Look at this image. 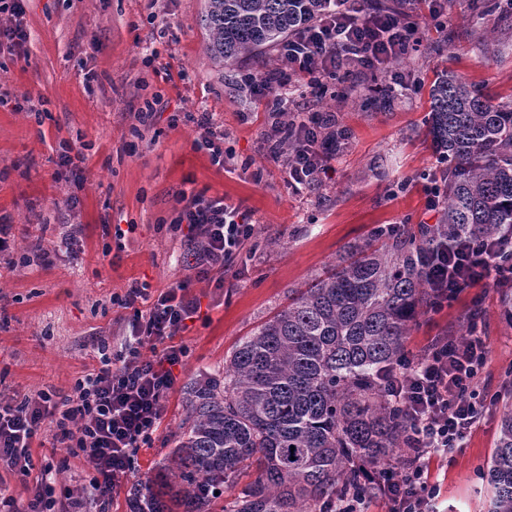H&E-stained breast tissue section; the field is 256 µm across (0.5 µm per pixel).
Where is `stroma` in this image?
<instances>
[{"label": "stroma", "mask_w": 512, "mask_h": 512, "mask_svg": "<svg viewBox=\"0 0 512 512\" xmlns=\"http://www.w3.org/2000/svg\"><path fill=\"white\" fill-rule=\"evenodd\" d=\"M491 2L494 15L477 25L472 0H450L441 25L425 0H414L418 49L407 64L392 62L377 74L382 87L405 85L390 105H375L361 77L355 93L310 95L306 110L335 115L348 145L320 185L295 195L282 163L263 145L269 109L227 82L238 69L268 72L275 49L217 70L204 50L205 0H27L26 42L0 49V217L13 224L16 241L13 256L0 255V399L48 387L70 393L91 363L95 338L123 350L134 310L119 299L132 283L155 295L186 281L202 304L200 318L177 335L188 355L175 370L151 444L112 496L111 512H129L131 484L174 448L186 386L208 382L244 336L287 306L292 290L332 267L349 245L373 240L379 228L414 231L438 222L440 208L428 205L437 160L423 127L436 73L452 70L495 97L512 98V6ZM155 96L156 112L140 122V108ZM184 112L212 113L224 134L225 167L198 148L194 124L171 123ZM63 140L84 157L82 182L58 166ZM184 192L223 197L252 213L254 235L225 271L223 287L196 278L188 231L173 225ZM69 230L78 238L70 252L61 243ZM504 295L485 281L466 289L420 318L406 354H420L433 337L464 334L477 297L478 327L492 346L486 378L495 390L511 385ZM503 410L500 403L489 407L464 447L432 464L445 512H488L490 496L476 473L494 452ZM31 455L26 476L0 462V512L26 505L48 459L61 469L57 499L84 496L85 512H94L83 457L46 428Z\"/></svg>", "instance_id": "1"}]
</instances>
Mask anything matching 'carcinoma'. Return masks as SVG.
<instances>
[{
  "instance_id": "1",
  "label": "carcinoma",
  "mask_w": 512,
  "mask_h": 512,
  "mask_svg": "<svg viewBox=\"0 0 512 512\" xmlns=\"http://www.w3.org/2000/svg\"><path fill=\"white\" fill-rule=\"evenodd\" d=\"M406 16V0H206V53L233 65L279 46L330 11ZM425 136L442 161L439 223L349 247L326 276L244 337L224 375L188 388L167 463L127 495L129 512H212L217 494L255 478L222 512H325L370 493L366 472L400 461L410 421L387 382L404 342L441 301L428 266L438 245H480L512 230V100L453 71L436 75ZM489 512H512V409L481 471Z\"/></svg>"
}]
</instances>
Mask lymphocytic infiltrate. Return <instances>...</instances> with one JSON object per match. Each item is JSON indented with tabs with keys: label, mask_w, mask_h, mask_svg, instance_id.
Returning a JSON list of instances; mask_svg holds the SVG:
<instances>
[{
	"label": "lymphocytic infiltrate",
	"mask_w": 512,
	"mask_h": 512,
	"mask_svg": "<svg viewBox=\"0 0 512 512\" xmlns=\"http://www.w3.org/2000/svg\"><path fill=\"white\" fill-rule=\"evenodd\" d=\"M413 34L408 23L377 11H334L280 46L278 80L249 73L243 82L251 95L270 100L275 112L285 114L294 95H306L325 80L375 75L408 49ZM330 119V113L317 112L287 127L297 145L285 165L293 193L313 188L329 170L336 141L323 130ZM175 222L186 225L198 243V277L223 286L224 271L253 235L249 214L223 198L193 194L184 197ZM510 243L512 234L478 251L458 241L431 263V281L453 296L490 278L497 286H512V264L500 261ZM188 288L183 282L153 296L146 287L131 285L122 301L134 310L124 352L113 353L106 341H99L97 367L78 378L71 393L47 389L18 402L0 400V460L28 474L32 441L49 427L55 440L84 456L92 472L91 495L100 512H109L121 478L135 468L137 450L149 445L159 427L176 381L174 370L186 355L174 337L200 309ZM491 352L488 336L474 330L438 336L418 370L392 382L391 395L402 403L411 426L403 466L372 476L374 497L386 512H438L440 489L431 481L430 463L462 448L484 407L493 405L495 395L481 381Z\"/></svg>",
	"instance_id": "1"
}]
</instances>
